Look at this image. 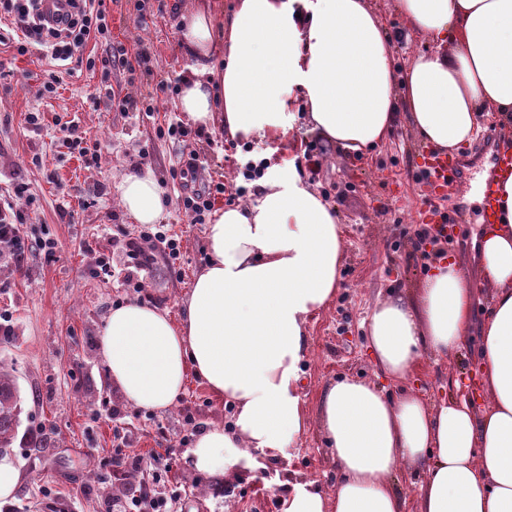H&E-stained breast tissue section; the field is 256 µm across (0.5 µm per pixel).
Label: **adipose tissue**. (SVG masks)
<instances>
[{
	"label": "adipose tissue",
	"instance_id": "ef3b65f1",
	"mask_svg": "<svg viewBox=\"0 0 512 512\" xmlns=\"http://www.w3.org/2000/svg\"><path fill=\"white\" fill-rule=\"evenodd\" d=\"M405 29L432 47L403 72L370 0H238L178 6L189 63L177 108L204 130L242 141L279 139L292 96L312 131L347 153L384 141L399 118L441 152L470 143L484 114L512 125V0H397ZM222 62H215L217 45ZM256 200L222 208L205 229L209 260L179 320L129 302L112 310L99 342L108 379L131 407L163 410L195 376L233 409L185 454L215 478L258 469L309 426L303 363L309 323L335 300L346 248L335 208L294 159L269 164ZM498 222L473 238L474 267L444 262L416 294L374 304L367 341L398 392L346 376L323 390L319 428L336 485L293 475L281 512H405L399 471L422 473L414 512H512V174L496 180ZM120 202L138 223L163 212L151 171L124 177ZM490 297L480 336V401L433 403L404 383L425 357L440 361L468 337L475 290Z\"/></svg>",
	"mask_w": 512,
	"mask_h": 512
}]
</instances>
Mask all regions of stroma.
Returning a JSON list of instances; mask_svg holds the SVG:
<instances>
[{
    "mask_svg": "<svg viewBox=\"0 0 512 512\" xmlns=\"http://www.w3.org/2000/svg\"><path fill=\"white\" fill-rule=\"evenodd\" d=\"M388 34L394 36L393 63L403 69L429 47L417 35H404L396 0H373ZM109 32L88 41L73 59V72L62 77L56 93L44 92L56 69L40 46L18 53L17 36L9 21L0 22V194L25 184L14 198V209L30 240L50 238L52 254L35 249L27 255L24 277L11 278L0 268V366L16 381L21 394L20 424L10 448L23 475V486L0 512H109L111 504L131 498V488H112L116 435L143 456L169 458L168 482L158 496L179 492L175 512H278L281 483L288 471L320 479L325 490L336 484L334 466L318 426L310 430L289 457H270L263 469L238 470L215 480L192 474L183 455L195 436L210 423L229 421L231 411L199 380L169 409L142 410L122 406V417H106V401H118L98 356L101 331L112 308L137 301L178 316L182 302L203 268L205 227L190 223L182 208L181 184L209 180L226 186L242 184L248 158L267 154L269 141L252 140L249 148L233 145L219 132H202L177 142L163 135L169 121L184 122L175 107L179 74L186 59L179 47L173 0H106ZM147 25H140L138 15ZM146 45V61L134 68L113 65L112 50L135 53ZM172 88L156 93L158 82ZM152 97L154 109L121 111L118 102ZM294 129L278 144L281 154L313 152L316 165H302L301 174L335 207L342 225L347 258L335 301L310 323L311 349L306 357L303 392L309 412L331 381L344 375L375 376L363 321L388 291H412L427 274L421 263L407 260L416 225L428 223V207L408 172L422 143L407 120H400L389 138L364 155L343 153L309 132L305 107H289ZM40 113V126H29L25 115ZM74 122L87 145L100 148L97 163H86L68 148L61 123ZM196 155V168L183 160ZM158 176L167 234L181 240V277L164 263L141 271L142 292L122 286L118 278L91 272L86 245L110 246L118 228L127 233L155 232L140 227L119 200L123 177L143 168ZM447 207L461 211L464 222L448 252L468 268L476 263L471 247L480 205L453 195ZM488 301L475 293L467 345L452 358L424 359L408 385L437 402L452 394L449 376L476 381L478 347Z\"/></svg>",
    "mask_w": 512,
    "mask_h": 512,
    "instance_id": "obj_1",
    "label": "stroma"
}]
</instances>
